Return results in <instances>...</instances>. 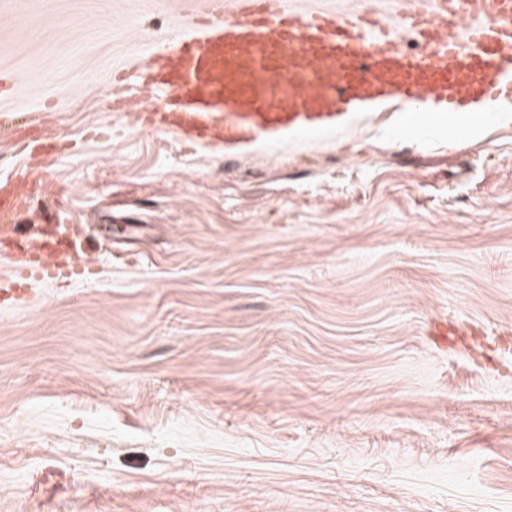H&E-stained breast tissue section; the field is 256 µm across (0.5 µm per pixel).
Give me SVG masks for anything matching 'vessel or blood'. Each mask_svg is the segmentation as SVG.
Returning a JSON list of instances; mask_svg holds the SVG:
<instances>
[{"label":"vessel or blood","instance_id":"vessel-or-blood-1","mask_svg":"<svg viewBox=\"0 0 512 512\" xmlns=\"http://www.w3.org/2000/svg\"><path fill=\"white\" fill-rule=\"evenodd\" d=\"M373 2L374 13L340 16L301 0H202L144 66L118 67L115 102L145 83L162 106L143 112V128L228 157L345 136L389 109L437 120L443 134L490 112L512 124L501 110L512 103V0H423L418 14L403 0ZM405 30L416 53L403 47ZM19 82L0 70L1 129ZM86 237L78 224L46 239L0 237V255L20 257L0 278V307L30 305L34 285L90 276L79 260Z\"/></svg>","mask_w":512,"mask_h":512}]
</instances>
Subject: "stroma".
Returning a JSON list of instances; mask_svg holds the SVG:
<instances>
[{"instance_id": "obj_1", "label": "stroma", "mask_w": 512, "mask_h": 512, "mask_svg": "<svg viewBox=\"0 0 512 512\" xmlns=\"http://www.w3.org/2000/svg\"><path fill=\"white\" fill-rule=\"evenodd\" d=\"M186 0H0V228L86 225L91 279L0 310V512H512V126L384 120L228 158L117 112ZM20 79L13 72L0 70V128L1 131L7 129L14 120L15 111L2 107V103L13 98L16 94Z\"/></svg>"}]
</instances>
